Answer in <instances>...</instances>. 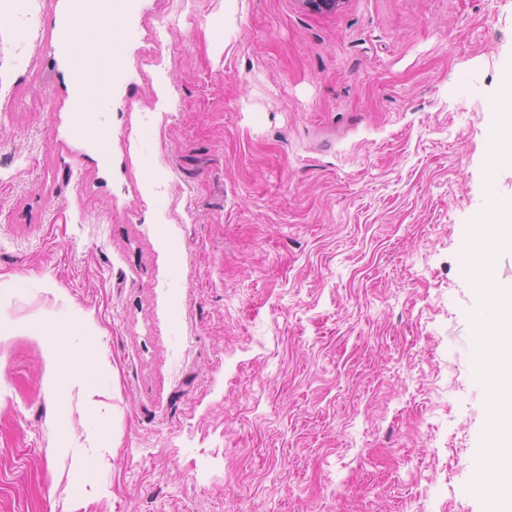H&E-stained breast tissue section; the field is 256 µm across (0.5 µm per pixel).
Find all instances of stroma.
<instances>
[{
    "instance_id": "35a3bbf8",
    "label": "stroma",
    "mask_w": 512,
    "mask_h": 512,
    "mask_svg": "<svg viewBox=\"0 0 512 512\" xmlns=\"http://www.w3.org/2000/svg\"><path fill=\"white\" fill-rule=\"evenodd\" d=\"M11 3L0 512H486L462 257L512 200V0H138L103 151L57 48L75 0ZM58 299L114 369L92 439L21 329ZM498 149L491 159V168L512 165V130L511 123L498 133Z\"/></svg>"
}]
</instances>
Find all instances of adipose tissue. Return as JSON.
<instances>
[{"instance_id": "1", "label": "adipose tissue", "mask_w": 512, "mask_h": 512, "mask_svg": "<svg viewBox=\"0 0 512 512\" xmlns=\"http://www.w3.org/2000/svg\"><path fill=\"white\" fill-rule=\"evenodd\" d=\"M71 44L77 56L96 54L101 63L87 94L76 101L74 123L78 131H87L90 125H104L108 106V91L114 77L113 57L116 49L112 43L101 39L87 17L76 16L68 23ZM30 335H48L47 378H54L59 369H66L72 377L85 383V397L95 409H102L99 397L105 392L101 381L110 376V362L98 359L99 340L95 333L83 326L80 309L69 303L53 307L43 317L40 325L30 327Z\"/></svg>"}]
</instances>
